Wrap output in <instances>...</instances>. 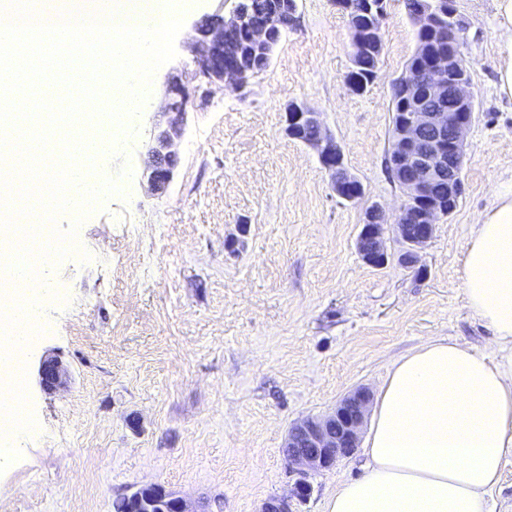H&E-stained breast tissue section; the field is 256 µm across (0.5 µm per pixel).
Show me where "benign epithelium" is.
<instances>
[{
  "label": "benign epithelium",
  "instance_id": "7a95c632",
  "mask_svg": "<svg viewBox=\"0 0 512 512\" xmlns=\"http://www.w3.org/2000/svg\"><path fill=\"white\" fill-rule=\"evenodd\" d=\"M279 19L274 13L258 23L250 16L248 0H238L232 13L205 15L194 24L189 44L196 85L189 89L178 75L166 82L162 112L145 145L141 182L149 192L161 194L172 181L191 109L205 104L216 89L239 93L246 88L249 78L234 59L233 36L245 29L254 48L268 52L283 36L285 27ZM392 91L403 99L405 112L397 124L388 166L404 202L392 224L380 206H368L356 248L366 264L383 266L391 257L388 241L393 238L403 244L398 264L414 270L436 224L447 217L445 204L435 189L448 185L450 200L460 198L462 193L465 132L472 122L474 96L461 43H448V51L436 55L425 68H408L392 82ZM450 96L456 100L454 112L443 107ZM285 120L290 135L303 129L312 132L302 143L317 152L324 168L337 181L336 195L342 196L341 189L354 185L350 200H362L363 185L346 169L342 149L320 113L293 104ZM38 375L42 388L53 393L64 387L68 371L57 357L45 356L40 360ZM370 401V390L360 387L342 397L330 413L294 422L282 451L296 479L287 493L264 501L259 512H296V504L311 493L309 477L331 469L338 459L359 447Z\"/></svg>",
  "mask_w": 512,
  "mask_h": 512
}]
</instances>
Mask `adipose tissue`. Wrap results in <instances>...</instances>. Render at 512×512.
Segmentation results:
<instances>
[{
	"mask_svg": "<svg viewBox=\"0 0 512 512\" xmlns=\"http://www.w3.org/2000/svg\"><path fill=\"white\" fill-rule=\"evenodd\" d=\"M497 84L512 100V0H495ZM464 291L494 353L432 339L393 362L369 405L361 478L326 512H491L512 456V191L497 195L467 244Z\"/></svg>",
	"mask_w": 512,
	"mask_h": 512,
	"instance_id": "adipose-tissue-1",
	"label": "adipose tissue"
}]
</instances>
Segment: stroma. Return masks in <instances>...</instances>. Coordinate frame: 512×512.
<instances>
[{
    "label": "stroma",
    "mask_w": 512,
    "mask_h": 512,
    "mask_svg": "<svg viewBox=\"0 0 512 512\" xmlns=\"http://www.w3.org/2000/svg\"><path fill=\"white\" fill-rule=\"evenodd\" d=\"M236 0H193L177 56L156 72L125 148L99 174L130 165L172 75L191 77L188 32ZM297 22L245 93L215 92L188 115L180 160L163 195L121 183L83 222L62 214L86 251L44 274L67 303L47 299L24 365L37 433L0 474V512H112L128 487L157 483L191 512H258L293 480L282 454L291 425L328 413L359 386L377 389L392 363L438 337L490 350L492 333L462 287L478 216L512 184V102L496 86L495 0H454L476 96L466 134L464 191L437 224L421 270L364 263L355 241L364 208L395 216L403 195L385 169L391 82L416 48L404 0H388L379 77L346 85L349 24L335 0H296ZM320 113L363 203L336 196L315 150L288 136L290 104ZM71 377L43 391L42 356ZM360 457L316 475L300 512H324Z\"/></svg>",
    "instance_id": "1"
}]
</instances>
